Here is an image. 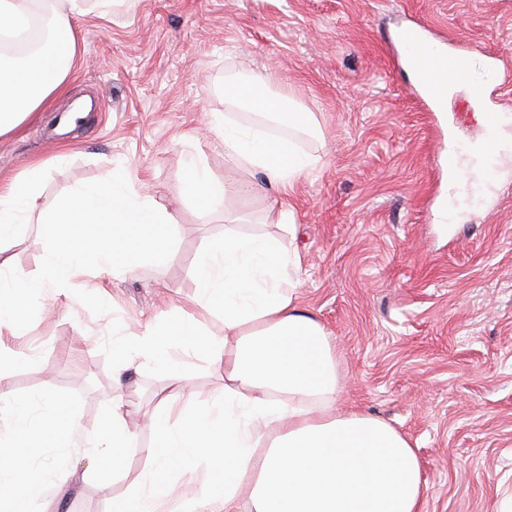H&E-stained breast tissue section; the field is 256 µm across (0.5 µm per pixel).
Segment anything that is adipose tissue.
Returning <instances> with one entry per match:
<instances>
[{"label": "adipose tissue", "mask_w": 512, "mask_h": 512, "mask_svg": "<svg viewBox=\"0 0 512 512\" xmlns=\"http://www.w3.org/2000/svg\"><path fill=\"white\" fill-rule=\"evenodd\" d=\"M83 0H0V38L25 35L35 14H48L53 32L65 36L66 53L51 78H43L46 53L19 59L0 55V137L13 133L65 87L79 52L74 25ZM263 76L228 82L224 97L267 118L283 112L284 99L267 93ZM224 160L262 173L269 187L292 189L318 167L317 155L292 142L217 116L211 122ZM512 156V115H499L476 143L470 172L481 184L495 173L492 162ZM190 191L202 215L223 205L208 164L189 162ZM300 265L295 249L276 238L224 229L221 240L203 249L196 262L200 317L195 331L175 334L145 326L132 335L115 362L122 377L143 368L185 385V352H201L224 373V394L195 401L173 393L151 415L156 433L154 472L129 496L113 501L112 512H159L168 486L159 474L222 469L224 490L200 491L182 501L181 512H238L249 500L253 512H421L426 486L419 459L394 427L360 411H339L336 347L325 328L296 303ZM0 368V411L13 420L10 437L0 436V512H30L49 481L36 461L42 444L79 434L77 413L59 396L20 398L8 389ZM35 444L19 450L18 439ZM134 439L124 401H112L107 430L96 456L122 473Z\"/></svg>", "instance_id": "adipose-tissue-1"}]
</instances>
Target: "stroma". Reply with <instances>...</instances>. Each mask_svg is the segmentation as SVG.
Instances as JSON below:
<instances>
[{"label":"stroma","mask_w":512,"mask_h":512,"mask_svg":"<svg viewBox=\"0 0 512 512\" xmlns=\"http://www.w3.org/2000/svg\"><path fill=\"white\" fill-rule=\"evenodd\" d=\"M77 22L80 45L63 93L0 138V179L34 165L49 172L40 204L123 171L132 188L175 216L177 244L161 268L112 276L91 271L77 289L115 305L94 315L74 294L53 295L25 330L0 331L17 352L7 383L15 394L59 395L95 440L123 396L134 434L123 476L102 487L98 460L47 457L41 500L66 494L70 512H112L151 468L150 415L170 381L144 368L113 380V333L198 312L196 258L225 224L287 239L266 219L274 191L236 193L247 171L224 161L209 122L221 112L253 125L224 99V84L268 76L273 93L310 113L317 137L265 125L272 139L319 155L296 183L295 245L300 307L331 334L341 360L339 409L373 414L401 432L421 461L423 512H497L512 485V160L488 189L449 191L447 140L412 97L397 29L422 21L434 43L481 62L512 57V0H138L104 14L95 0ZM512 113L497 88L473 106L453 93L446 124L458 148L481 138L477 111ZM67 152L64 166L53 165ZM203 152L226 211L201 223L186 192L190 155ZM447 222H440L441 211ZM88 471L74 483L71 467Z\"/></svg>","instance_id":"35a3bbf8"}]
</instances>
